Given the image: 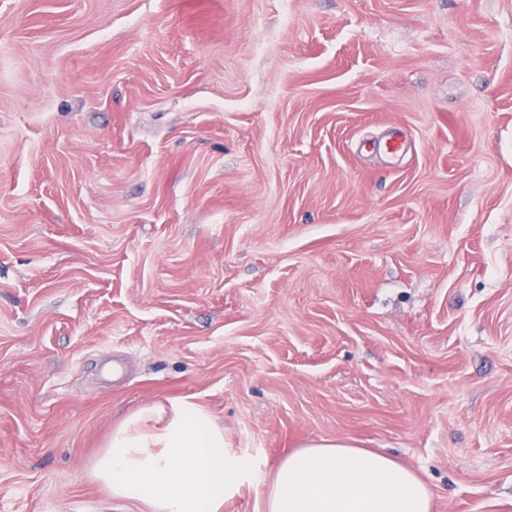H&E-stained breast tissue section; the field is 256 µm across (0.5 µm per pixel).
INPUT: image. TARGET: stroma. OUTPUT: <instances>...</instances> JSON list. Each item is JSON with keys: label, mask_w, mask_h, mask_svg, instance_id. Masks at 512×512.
<instances>
[{"label": "stroma", "mask_w": 512, "mask_h": 512, "mask_svg": "<svg viewBox=\"0 0 512 512\" xmlns=\"http://www.w3.org/2000/svg\"><path fill=\"white\" fill-rule=\"evenodd\" d=\"M185 399L512 512V0H0V512Z\"/></svg>", "instance_id": "stroma-1"}]
</instances>
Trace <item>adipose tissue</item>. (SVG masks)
Segmentation results:
<instances>
[{
  "label": "adipose tissue",
  "instance_id": "1",
  "mask_svg": "<svg viewBox=\"0 0 512 512\" xmlns=\"http://www.w3.org/2000/svg\"><path fill=\"white\" fill-rule=\"evenodd\" d=\"M226 452L224 431L195 402L141 407L117 427L92 475L149 512H223L253 475ZM435 492L385 453L344 439L309 442L276 464L258 512H433Z\"/></svg>",
  "mask_w": 512,
  "mask_h": 512
}]
</instances>
